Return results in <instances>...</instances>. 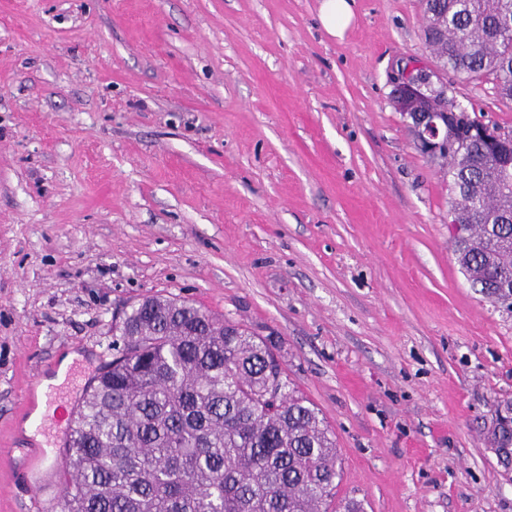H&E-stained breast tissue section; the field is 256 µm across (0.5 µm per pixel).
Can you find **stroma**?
I'll use <instances>...</instances> for the list:
<instances>
[{
    "label": "stroma",
    "instance_id": "35a3bbf8",
    "mask_svg": "<svg viewBox=\"0 0 512 512\" xmlns=\"http://www.w3.org/2000/svg\"><path fill=\"white\" fill-rule=\"evenodd\" d=\"M0 0V512H35L29 452L59 394L160 293L277 341L364 512H512L483 434L512 399V308L475 291L448 170L390 75L428 58L417 0ZM453 96L512 128L492 84ZM353 5L354 0H321L319 19L329 35L343 37L355 17Z\"/></svg>",
    "mask_w": 512,
    "mask_h": 512
}]
</instances>
